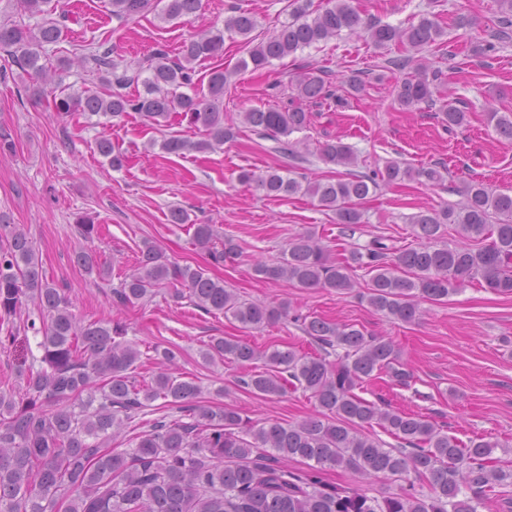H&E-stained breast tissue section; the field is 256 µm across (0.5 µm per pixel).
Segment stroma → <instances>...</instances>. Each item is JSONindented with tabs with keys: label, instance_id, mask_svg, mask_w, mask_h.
<instances>
[{
	"label": "stroma",
	"instance_id": "1",
	"mask_svg": "<svg viewBox=\"0 0 512 512\" xmlns=\"http://www.w3.org/2000/svg\"><path fill=\"white\" fill-rule=\"evenodd\" d=\"M291 0H205V8L191 23L165 22L148 14L139 24L120 26L109 13L108 0H68L61 41L50 46V60L65 58L71 66L64 84L82 85L89 77L75 45L91 39L109 40L112 57L136 67L156 49L177 53L194 31L223 27L233 8L248 10L257 19L255 38H263L284 21ZM363 19L404 27L420 17L436 18L445 31L441 47L422 50L443 81L436 95L453 97L468 114L464 128H448L437 108L420 106L405 111L394 101L392 88L402 73L389 65L402 49L375 48L364 37L342 35L293 56L273 62L260 72L234 73L246 58L241 37L224 40L219 60L195 66L204 77L214 65L233 73L224 95V117L267 104H285L292 94V79L305 67L324 70L335 95L314 109L311 126L299 132L307 143L299 174L331 178L335 172L318 157L319 144L329 139L350 145L362 158L360 172L398 160L412 166L444 162L450 175L439 185L405 181L383 186L364 200L363 222L350 245L363 247L382 238L392 249L414 244L411 215L459 204L462 181L476 179L490 190L512 191V139L503 137L488 120L489 112L512 113V40L494 52H476L488 40V27L498 16L496 0H351ZM477 21L460 29L459 16ZM364 86L359 97L337 107L350 77ZM23 72L14 69L0 80V130L16 142L15 153L0 154V213L20 225L33 238L39 263L49 282L68 289L75 313L87 320H112L126 325L127 338L139 349L162 344L174 349L176 367L195 379L202 400L223 401L255 422L295 423L314 415L315 406L302 390L264 398L240 386L252 366L208 364L200 351L212 336H237L259 347H307L305 335L293 323L262 329H243L220 314L173 300L160 291L151 302L118 306L112 290L135 265L144 242H155L174 262L207 269L245 299L266 304L287 302L294 311L328 321L352 324L375 336L390 339L411 371L408 386L391 384L388 377L367 382L364 398L386 400L405 412H419L447 426L460 439L483 435L500 443L494 456L512 460V294L496 295L478 283L467 284L447 303L422 302L423 316L409 325L382 317L358 293L369 277L357 270L354 290L302 289L257 276L254 265L280 259L292 235L310 232L327 245H335L339 228L331 212L320 210L308 197L264 196L239 182L241 170L283 168L288 158L275 139L241 129L237 139L207 152L176 157L165 154L163 133L145 128L138 116L63 115L47 105L35 104L22 90ZM107 137L124 151L122 169H112L97 151L96 142ZM187 209L200 224H212L220 234L236 239L242 258L212 264L197 248L192 229L167 220L169 210ZM91 216L98 227L93 239L77 229L81 217ZM96 251L112 270L102 280L73 261L75 250ZM16 334L15 343L0 346V391L19 387L20 366L39 370L41 337L34 330L14 329L10 318L0 317V337Z\"/></svg>",
	"mask_w": 512,
	"mask_h": 512
}]
</instances>
